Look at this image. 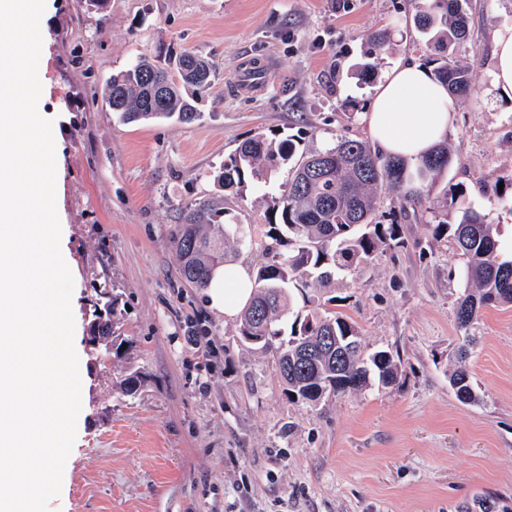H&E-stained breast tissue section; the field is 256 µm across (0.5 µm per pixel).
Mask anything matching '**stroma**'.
Wrapping results in <instances>:
<instances>
[{
  "mask_svg": "<svg viewBox=\"0 0 512 512\" xmlns=\"http://www.w3.org/2000/svg\"><path fill=\"white\" fill-rule=\"evenodd\" d=\"M415 2L109 0L100 13L86 0H49L38 109L53 121L72 299L84 326L101 294L124 307L116 354L106 360L81 343L83 426L49 512H459L476 500L512 512V307L486 308L474 326L478 402H460L448 383L465 263L431 224L457 223L455 206L403 215L387 195L378 217L399 222L404 246L346 275L333 296L367 352L399 354L402 375L316 407L288 400L272 357L248 349L237 321L182 281L169 242L181 208L208 194L262 235L286 169L240 191L216 180L255 133L307 149L339 136L370 141L364 110L375 86L359 71L372 36H387L373 51L376 81L435 55L414 26ZM506 27L512 0H472L471 37L454 57L472 66L474 90L452 101V161L423 197L466 187L507 245L512 209L484 192L512 182V100L488 77ZM162 46L210 62L200 119L121 122L103 100L106 84ZM255 71L263 80L247 84ZM131 374L141 384L129 395L121 382Z\"/></svg>",
  "mask_w": 512,
  "mask_h": 512,
  "instance_id": "35a3bbf8",
  "label": "stroma"
}]
</instances>
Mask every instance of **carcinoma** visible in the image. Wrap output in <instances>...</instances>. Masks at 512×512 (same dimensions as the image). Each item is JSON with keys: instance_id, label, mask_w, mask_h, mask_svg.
<instances>
[{"instance_id": "1", "label": "carcinoma", "mask_w": 512, "mask_h": 512, "mask_svg": "<svg viewBox=\"0 0 512 512\" xmlns=\"http://www.w3.org/2000/svg\"><path fill=\"white\" fill-rule=\"evenodd\" d=\"M469 0H422L414 23L437 51L434 77L452 97L473 91V70L454 60L452 49L470 35ZM214 72L191 51L142 55L112 76L104 92L108 109L121 121L176 118L195 121L200 113L181 86L208 90ZM451 163L448 147H434L416 163L384 156L363 141L336 138L314 150L300 148L292 138L258 133L244 141L224 162L219 179L224 187L263 180L268 172L288 167L279 197L269 206L264 237L253 240L243 225L227 218L224 203L199 197L185 206L171 243L180 259V276L193 288L206 289L212 272L227 262V245H257L266 261L255 274L253 298L240 315L238 334L256 349L273 353L288 399L318 403L330 395L357 391L377 382L387 388L399 382L401 360L388 351L364 352L357 324L328 309L296 314L288 339L280 322L291 309V289L328 283L348 274L391 245L403 243L399 224H380L376 214L381 194L421 203V189ZM459 210L455 224L438 222L433 238L452 236L465 260L466 285L456 300L459 329L468 330L489 306L512 305V255L494 225L468 205L467 190L451 196ZM119 298L112 296L105 315L89 324L93 336L114 334ZM448 382L465 404L479 401L468 370L448 373Z\"/></svg>"}]
</instances>
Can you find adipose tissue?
<instances>
[{
    "mask_svg": "<svg viewBox=\"0 0 512 512\" xmlns=\"http://www.w3.org/2000/svg\"><path fill=\"white\" fill-rule=\"evenodd\" d=\"M452 117L447 90L417 62L400 65L386 76L366 114L379 148L408 160L419 158L441 141ZM253 292L250 267L235 261L214 271L206 295L210 308L234 318L248 306Z\"/></svg>",
    "mask_w": 512,
    "mask_h": 512,
    "instance_id": "obj_1",
    "label": "adipose tissue"
}]
</instances>
